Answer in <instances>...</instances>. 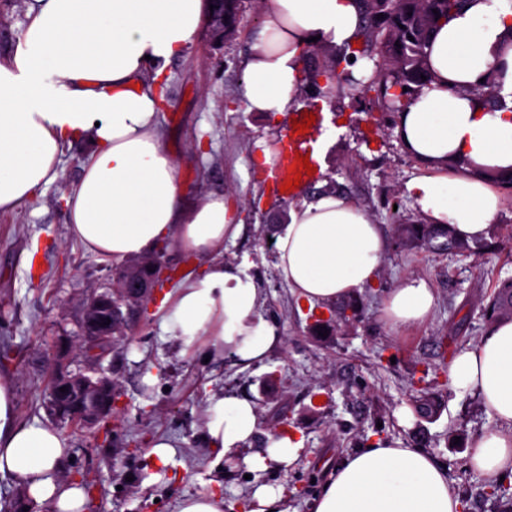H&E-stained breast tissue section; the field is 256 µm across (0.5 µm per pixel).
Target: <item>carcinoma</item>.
Returning a JSON list of instances; mask_svg holds the SVG:
<instances>
[{"label": "carcinoma", "mask_w": 512, "mask_h": 512, "mask_svg": "<svg viewBox=\"0 0 512 512\" xmlns=\"http://www.w3.org/2000/svg\"><path fill=\"white\" fill-rule=\"evenodd\" d=\"M242 0H224V39L236 33V19ZM464 0H360L364 39V55L378 56L376 69L366 91L376 94L383 112H400L426 84L424 48L439 23L447 21ZM464 92L490 100L499 108H509L512 102L500 91L488 85H475ZM402 239L426 248L456 253L479 254L465 242L451 236L445 229L432 224H400ZM492 315L512 319V281L501 284L490 304Z\"/></svg>", "instance_id": "1"}]
</instances>
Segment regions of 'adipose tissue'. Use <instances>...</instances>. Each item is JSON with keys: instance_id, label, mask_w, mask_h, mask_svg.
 <instances>
[{"instance_id": "ef3b65f1", "label": "adipose tissue", "mask_w": 512, "mask_h": 512, "mask_svg": "<svg viewBox=\"0 0 512 512\" xmlns=\"http://www.w3.org/2000/svg\"><path fill=\"white\" fill-rule=\"evenodd\" d=\"M209 0H35L14 53L0 60V212L14 210L58 177L63 146L91 151L66 198L68 233L115 261L152 254L165 240L200 262L168 293L161 325L170 339H205L209 355L247 368L282 342L261 310V283L225 265V241L243 232L223 197L183 201L174 157L157 134L156 87L193 43ZM241 97L247 111L299 108V72L309 38L354 44L361 16L354 0H263ZM430 79L399 113L394 134L428 166L461 161L459 171L413 183L427 223L472 242L488 236L502 207L499 186L512 178V112L475 100L466 87L493 81L512 93V0H465L430 36ZM276 268L298 298L329 303L372 284L390 251L383 228L339 193L290 209L275 241ZM431 286L407 278L387 294L382 318L406 326L426 318ZM453 393L479 397L512 424V321L491 325L481 343L448 368ZM206 440L217 457L257 470L289 468L302 442L266 436L263 451L241 456L260 434L248 399L211 394ZM71 448L56 428L19 423L11 374L0 373V474L24 485L45 512H83L85 495L59 467ZM490 481L512 479V432H488L470 450ZM447 471L422 449L368 445L347 455L314 498L312 512H461Z\"/></svg>"}]
</instances>
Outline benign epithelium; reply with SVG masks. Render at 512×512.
Listing matches in <instances>:
<instances>
[{"label":"benign epithelium","mask_w":512,"mask_h":512,"mask_svg":"<svg viewBox=\"0 0 512 512\" xmlns=\"http://www.w3.org/2000/svg\"><path fill=\"white\" fill-rule=\"evenodd\" d=\"M118 286L102 293L95 291L83 300V318L78 344L81 362L75 371L61 363L52 377L47 402L48 413L58 420L77 419L94 426L112 413L115 387L102 375L100 366L110 349L112 336L125 328L127 315L136 312L153 295L154 288L131 275L117 273ZM66 391H60V388Z\"/></svg>","instance_id":"1"}]
</instances>
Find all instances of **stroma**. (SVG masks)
I'll use <instances>...</instances> for the list:
<instances>
[{
	"mask_svg": "<svg viewBox=\"0 0 512 512\" xmlns=\"http://www.w3.org/2000/svg\"><path fill=\"white\" fill-rule=\"evenodd\" d=\"M262 21L259 0H244L234 38L215 46L200 30L166 72L159 134L177 162L186 200L220 193L238 211L245 230L225 243L224 261L246 266L261 281L263 312L276 322L281 344L244 369L208 359L203 339L166 340L159 308L189 263L169 243L164 261L175 271L173 280L157 287L102 362L118 387L113 415L90 429L54 423L46 402L55 341L77 335L83 298L113 287L117 267L68 235L64 199L86 155L84 145H69L53 183L0 213V372L15 378L18 420L57 424L70 440L71 458L60 470L83 488L85 512H177L182 498L211 490L222 493L224 512H240L241 501L262 485L287 490L285 512H311L338 462L379 441L417 446L445 466L465 512H512V498L490 495L488 480L469 463L476 438L502 430V423L478 397L454 396L446 386L449 363L486 336L485 307L499 284L512 279V189L501 191L502 211L480 256L399 245L398 222L422 221L409 187L432 169L406 151L393 118L370 96L345 89L328 103V122L338 132L319 149L318 179L282 199L254 161L282 140L291 117L246 111L240 99L251 38ZM331 183L382 226L392 246L372 286L323 306L333 318L323 337L310 309L279 276L273 240L292 207ZM406 277L434 289L435 307L422 322L387 325L382 302ZM271 374L272 385L266 382ZM209 392L254 402L261 432L244 454L263 449L266 431L277 427L303 437L297 463L252 473L229 461L216 464L204 438ZM427 393L438 403L429 416L417 410ZM316 394L322 403L313 402ZM160 437L177 450L165 467L146 455Z\"/></svg>",
	"mask_w": 512,
	"mask_h": 512,
	"instance_id": "stroma-1",
	"label": "stroma"
}]
</instances>
